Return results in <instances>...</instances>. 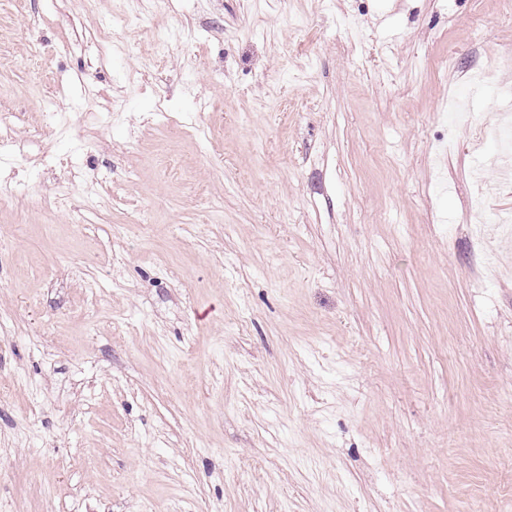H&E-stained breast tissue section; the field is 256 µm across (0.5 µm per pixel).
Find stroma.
Returning a JSON list of instances; mask_svg holds the SVG:
<instances>
[{"label": "stroma", "mask_w": 512, "mask_h": 512, "mask_svg": "<svg viewBox=\"0 0 512 512\" xmlns=\"http://www.w3.org/2000/svg\"><path fill=\"white\" fill-rule=\"evenodd\" d=\"M504 87L512 0H0V512H512Z\"/></svg>", "instance_id": "1"}]
</instances>
